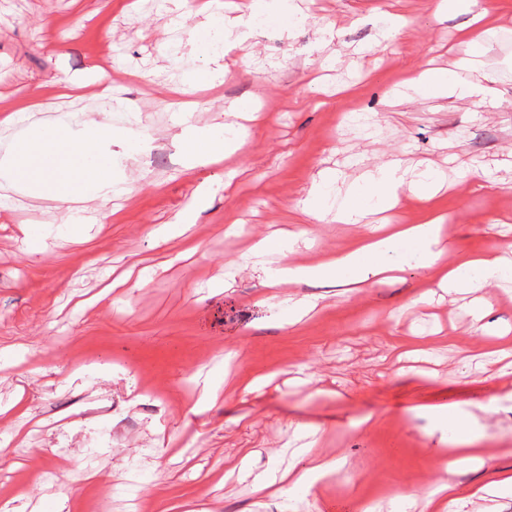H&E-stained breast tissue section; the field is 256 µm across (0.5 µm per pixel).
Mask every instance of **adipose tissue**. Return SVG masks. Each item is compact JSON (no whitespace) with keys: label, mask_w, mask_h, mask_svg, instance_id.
Segmentation results:
<instances>
[{"label":"adipose tissue","mask_w":512,"mask_h":512,"mask_svg":"<svg viewBox=\"0 0 512 512\" xmlns=\"http://www.w3.org/2000/svg\"><path fill=\"white\" fill-rule=\"evenodd\" d=\"M237 24V19L225 16L222 9L209 14L203 32L194 38L193 49L197 55L208 58L210 64L193 71L190 83H223L225 70L219 62V53L210 49V33ZM490 79V74L474 75L465 66L458 72L418 70L409 82L419 90L435 94L448 90L459 98L482 104L486 101L485 84ZM177 125L186 164L190 167L216 163L235 154L247 136L246 128L241 126L230 132L221 124L196 125L188 112L181 113ZM142 142L143 134L135 123L115 127L110 122L90 118L75 130L60 123L32 124L0 153V180L32 199L65 206L70 224L78 231L85 223L86 202L107 198L129 186L124 169L116 165L113 146H120L126 158L133 159L138 156ZM363 180L364 188L337 208V221L361 223L372 206L395 208L407 194L420 200L430 199L435 184L430 177H409L396 162L368 170ZM444 233L443 217L431 216L420 224L395 226L381 236H365L352 248L316 265L268 262V255L282 253L285 248L279 239L271 237L258 241L252 255L259 260L264 285L270 288L305 280L354 287L380 282L389 269L392 255L400 251L410 254L418 268L436 275L441 288H485L512 274V265H505L494 253L471 259L462 257L450 266L443 264L438 245Z\"/></svg>","instance_id":"adipose-tissue-1"}]
</instances>
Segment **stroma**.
I'll return each instance as SVG.
<instances>
[{"label": "stroma", "instance_id": "35a3bbf8", "mask_svg": "<svg viewBox=\"0 0 512 512\" xmlns=\"http://www.w3.org/2000/svg\"><path fill=\"white\" fill-rule=\"evenodd\" d=\"M203 0H0V151L34 121L78 125L87 114L125 126L141 119L157 146L128 167L130 192L93 202L81 236L51 203L0 189L13 211L0 222V505L55 512H421L445 478L452 448L480 464L459 467L448 497L459 512H512V492L485 491L492 469L512 470V280L457 293L408 268L353 290L319 282L261 284L246 251L276 233L294 239L287 262L314 265L364 233L335 214L296 211L321 174L341 197L369 167L400 162L430 173V203L404 198L389 212L418 224L448 215L452 258L501 252L512 259V0H467L434 15L432 0H288L304 23L271 17L224 37L227 75L182 95ZM403 21L383 37L385 15ZM489 34L480 53L465 38L474 19ZM477 59L495 73L490 104L406 86L409 69ZM102 76L104 95L59 97L53 80ZM252 99L256 120L231 105ZM245 124L243 148L218 164L186 168L174 117ZM366 113L371 128L352 125ZM211 190L187 240L155 241L166 224ZM52 225L41 252L30 227ZM193 254L169 259L185 247ZM150 267L151 282L115 289L83 306L105 280ZM316 301L300 323L281 325L290 303ZM232 382L193 412L225 355ZM270 382L244 393L243 380ZM450 405L472 422L468 440L444 425ZM335 457L336 473L310 490H257L256 480L312 467L302 449ZM247 459L248 471L225 477ZM415 498L410 508L396 494Z\"/></svg>", "mask_w": 512, "mask_h": 512}]
</instances>
